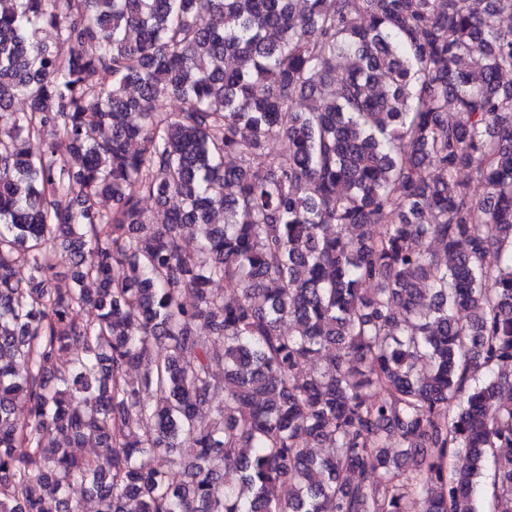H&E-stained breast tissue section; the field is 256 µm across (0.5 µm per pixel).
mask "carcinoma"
<instances>
[{
	"instance_id": "1",
	"label": "carcinoma",
	"mask_w": 512,
	"mask_h": 512,
	"mask_svg": "<svg viewBox=\"0 0 512 512\" xmlns=\"http://www.w3.org/2000/svg\"><path fill=\"white\" fill-rule=\"evenodd\" d=\"M295 2L0 0V512H508L512 0Z\"/></svg>"
}]
</instances>
